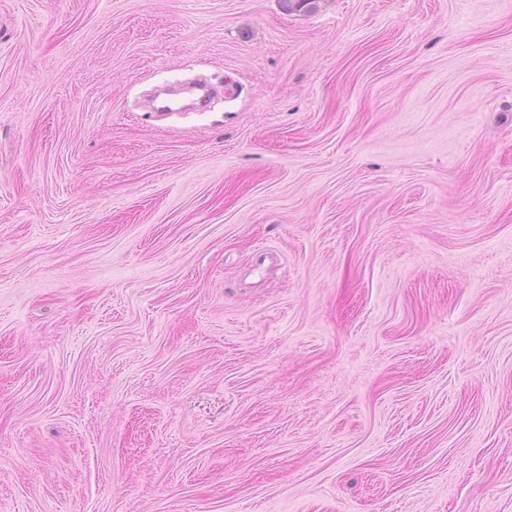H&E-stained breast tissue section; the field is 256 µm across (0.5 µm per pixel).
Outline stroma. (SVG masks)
Returning a JSON list of instances; mask_svg holds the SVG:
<instances>
[{"label": "stroma", "instance_id": "35a3bbf8", "mask_svg": "<svg viewBox=\"0 0 512 512\" xmlns=\"http://www.w3.org/2000/svg\"><path fill=\"white\" fill-rule=\"evenodd\" d=\"M0 512H512V0H0Z\"/></svg>", "mask_w": 512, "mask_h": 512}]
</instances>
